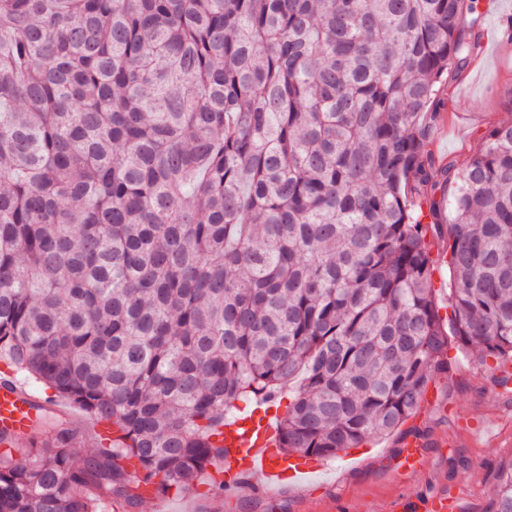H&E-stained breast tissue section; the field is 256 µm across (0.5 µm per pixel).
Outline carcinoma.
Masks as SVG:
<instances>
[{
  "instance_id": "obj_1",
  "label": "carcinoma",
  "mask_w": 512,
  "mask_h": 512,
  "mask_svg": "<svg viewBox=\"0 0 512 512\" xmlns=\"http://www.w3.org/2000/svg\"><path fill=\"white\" fill-rule=\"evenodd\" d=\"M481 0H0V363L41 429L0 512H108L224 490L236 401L285 454L398 430L450 344L507 385L512 122L436 165ZM455 183L442 201L407 181ZM447 237L441 314L428 237ZM111 438L82 464L80 422ZM489 512H512V463Z\"/></svg>"
}]
</instances>
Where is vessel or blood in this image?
<instances>
[{
    "mask_svg": "<svg viewBox=\"0 0 512 512\" xmlns=\"http://www.w3.org/2000/svg\"><path fill=\"white\" fill-rule=\"evenodd\" d=\"M36 399L19 383L0 387V426H8L18 434H26L36 416ZM277 431L270 416L256 410L252 419L237 420L224 428V484L233 489L245 483L261 481L274 486L283 481H300L320 468L321 463L311 457L295 455L283 457L277 453ZM426 459L420 438L409 436L401 443L396 469L410 475L419 472Z\"/></svg>",
    "mask_w": 512,
    "mask_h": 512,
    "instance_id": "1",
    "label": "vessel or blood"
}]
</instances>
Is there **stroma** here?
<instances>
[{
  "label": "stroma",
  "instance_id": "1",
  "mask_svg": "<svg viewBox=\"0 0 512 512\" xmlns=\"http://www.w3.org/2000/svg\"><path fill=\"white\" fill-rule=\"evenodd\" d=\"M512 0H485L475 30L477 56L452 73L442 94L440 116L428 131L435 161L463 169L488 131L512 121ZM447 374L437 378L441 401L422 405L409 426L424 433L426 467L398 475L402 432L365 443L351 460L336 456L320 470L285 488L253 486L196 498L169 493L130 512H398L404 500L420 502L442 489L457 495V512H486L499 464L512 461V394L503 393L491 371L459 350H450ZM456 456L463 463L451 467Z\"/></svg>",
  "mask_w": 512,
  "mask_h": 512
}]
</instances>
